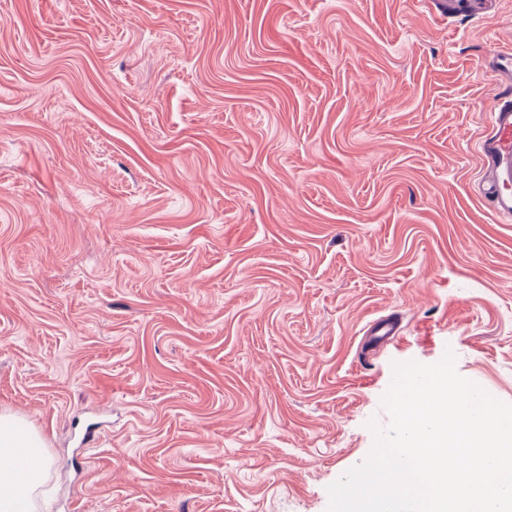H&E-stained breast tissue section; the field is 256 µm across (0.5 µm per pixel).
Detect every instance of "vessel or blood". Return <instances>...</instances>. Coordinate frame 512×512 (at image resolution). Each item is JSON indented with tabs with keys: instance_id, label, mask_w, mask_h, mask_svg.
<instances>
[{
	"instance_id": "b4317fda",
	"label": "vessel or blood",
	"mask_w": 512,
	"mask_h": 512,
	"mask_svg": "<svg viewBox=\"0 0 512 512\" xmlns=\"http://www.w3.org/2000/svg\"><path fill=\"white\" fill-rule=\"evenodd\" d=\"M489 68L502 86L497 104L480 143L481 178L479 196L492 212L512 218V50L494 52ZM403 334L399 314L371 322L366 341L376 348L394 343Z\"/></svg>"
}]
</instances>
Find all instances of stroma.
Wrapping results in <instances>:
<instances>
[{"label": "stroma", "mask_w": 512, "mask_h": 512, "mask_svg": "<svg viewBox=\"0 0 512 512\" xmlns=\"http://www.w3.org/2000/svg\"><path fill=\"white\" fill-rule=\"evenodd\" d=\"M509 47L512 0H0V412L45 440L37 512H328L395 364L449 351L512 404V223L476 195ZM401 318L398 313L382 317L371 322L364 332L366 343L376 348L394 343L403 335Z\"/></svg>", "instance_id": "1"}]
</instances>
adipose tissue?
Masks as SVG:
<instances>
[{"label": "adipose tissue", "mask_w": 512, "mask_h": 512, "mask_svg": "<svg viewBox=\"0 0 512 512\" xmlns=\"http://www.w3.org/2000/svg\"><path fill=\"white\" fill-rule=\"evenodd\" d=\"M41 434L13 414L0 413V512H33L48 462Z\"/></svg>", "instance_id": "obj_1"}]
</instances>
